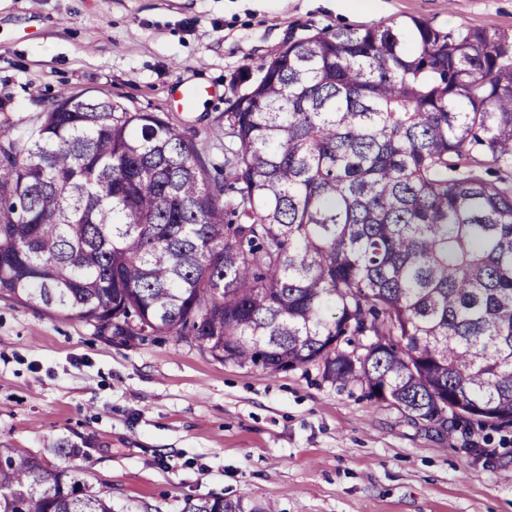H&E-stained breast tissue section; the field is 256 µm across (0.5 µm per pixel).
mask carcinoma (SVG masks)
<instances>
[{
    "instance_id": "cac0c4a2",
    "label": "carcinoma",
    "mask_w": 512,
    "mask_h": 512,
    "mask_svg": "<svg viewBox=\"0 0 512 512\" xmlns=\"http://www.w3.org/2000/svg\"><path fill=\"white\" fill-rule=\"evenodd\" d=\"M260 71L222 163L109 97L0 130V295L123 344L316 366L448 434L512 427V36L338 27ZM0 512H112V490L0 448Z\"/></svg>"
}]
</instances>
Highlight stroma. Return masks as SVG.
<instances>
[{"mask_svg": "<svg viewBox=\"0 0 512 512\" xmlns=\"http://www.w3.org/2000/svg\"><path fill=\"white\" fill-rule=\"evenodd\" d=\"M416 17L512 34V0H0V128L64 93L169 114L224 153L241 73L325 27ZM204 88L192 105L180 85ZM66 439L80 452L50 446ZM0 448L80 468L113 512L221 496L273 512H512V429L443 435L314 367L224 363L178 337L125 346L75 315L0 296Z\"/></svg>", "mask_w": 512, "mask_h": 512, "instance_id": "35a3bbf8", "label": "stroma"}]
</instances>
